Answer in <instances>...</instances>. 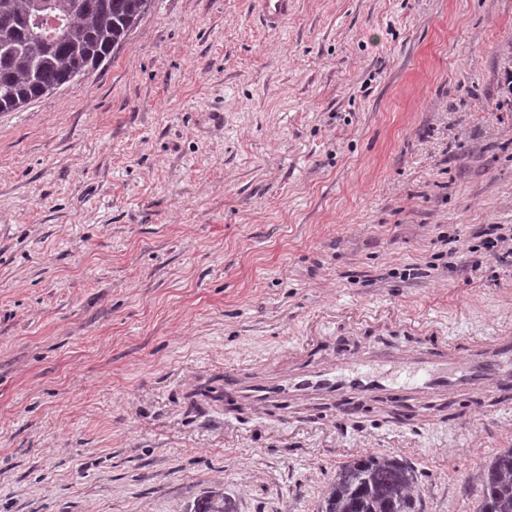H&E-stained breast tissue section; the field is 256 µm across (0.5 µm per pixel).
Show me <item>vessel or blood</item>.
<instances>
[{
    "instance_id": "1",
    "label": "vessel or blood",
    "mask_w": 512,
    "mask_h": 512,
    "mask_svg": "<svg viewBox=\"0 0 512 512\" xmlns=\"http://www.w3.org/2000/svg\"><path fill=\"white\" fill-rule=\"evenodd\" d=\"M294 0H258L260 18L280 28ZM454 391L475 407L512 393V336L483 339L459 347L436 337L422 346L395 350L377 345L349 350L328 360L312 338L288 350L275 367L229 368L214 392L225 415L242 409L287 412L302 401H328L338 416L351 417L358 403L377 397L394 404L412 396L437 398Z\"/></svg>"
}]
</instances>
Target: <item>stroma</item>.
Instances as JSON below:
<instances>
[{
    "mask_svg": "<svg viewBox=\"0 0 512 512\" xmlns=\"http://www.w3.org/2000/svg\"><path fill=\"white\" fill-rule=\"evenodd\" d=\"M512 0H154L109 62L0 112V512H318L407 459L475 512L512 407L225 417L202 376L512 335ZM294 7V0H258L260 18L271 29L280 28ZM482 237H484L482 240L484 248L488 249L491 256L498 258L502 262H508L510 257V262L512 263L511 224H486V227L479 235V238ZM501 250L505 251L499 253ZM194 512H237L235 504L219 490L207 491L194 505Z\"/></svg>",
    "mask_w": 512,
    "mask_h": 512,
    "instance_id": "stroma-1",
    "label": "stroma"
}]
</instances>
